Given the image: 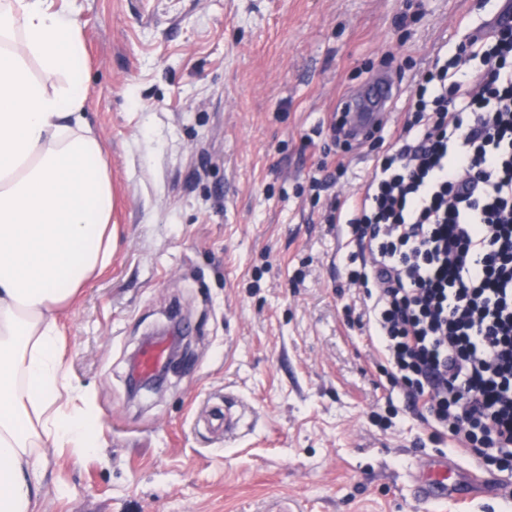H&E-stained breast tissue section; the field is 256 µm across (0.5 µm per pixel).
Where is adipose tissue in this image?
Returning <instances> with one entry per match:
<instances>
[{
    "label": "adipose tissue",
    "mask_w": 512,
    "mask_h": 512,
    "mask_svg": "<svg viewBox=\"0 0 512 512\" xmlns=\"http://www.w3.org/2000/svg\"><path fill=\"white\" fill-rule=\"evenodd\" d=\"M81 27L0 0V512H35L47 448L96 446L60 316L112 258V178L86 119Z\"/></svg>",
    "instance_id": "adipose-tissue-1"
}]
</instances>
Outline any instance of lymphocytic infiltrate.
<instances>
[{"mask_svg": "<svg viewBox=\"0 0 512 512\" xmlns=\"http://www.w3.org/2000/svg\"><path fill=\"white\" fill-rule=\"evenodd\" d=\"M417 80L348 224L365 324L438 440L512 466V5ZM475 60L460 69L462 58Z\"/></svg>", "mask_w": 512, "mask_h": 512, "instance_id": "obj_1", "label": "lymphocytic infiltrate"}]
</instances>
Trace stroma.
<instances>
[{"mask_svg":"<svg viewBox=\"0 0 512 512\" xmlns=\"http://www.w3.org/2000/svg\"><path fill=\"white\" fill-rule=\"evenodd\" d=\"M78 19L86 116L112 172L110 265L59 325L101 429L48 448L37 512H449L409 473L446 453L358 319L347 225L383 147L333 139L342 100L386 73L384 126L415 78L498 0H54ZM336 170L313 191L319 162ZM178 315L193 353L131 398L128 359ZM242 420L216 435L212 407Z\"/></svg>","mask_w":512,"mask_h":512,"instance_id":"obj_1","label":"stroma"}]
</instances>
